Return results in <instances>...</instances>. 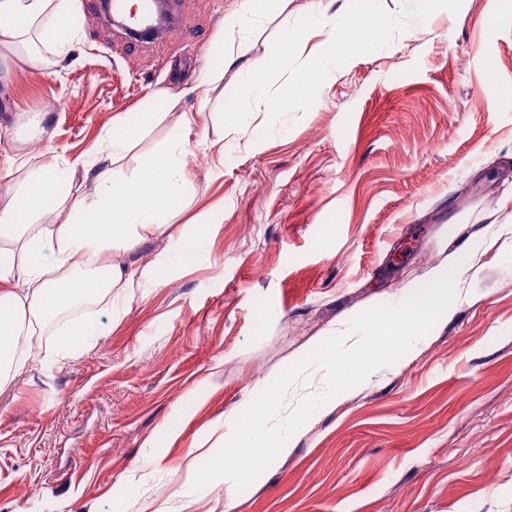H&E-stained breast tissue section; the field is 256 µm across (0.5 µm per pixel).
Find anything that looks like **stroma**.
<instances>
[{
    "label": "stroma",
    "instance_id": "35a3bbf8",
    "mask_svg": "<svg viewBox=\"0 0 512 512\" xmlns=\"http://www.w3.org/2000/svg\"><path fill=\"white\" fill-rule=\"evenodd\" d=\"M319 2L288 0L233 43L255 60L295 32L303 47L269 90L307 67L317 93L239 113L246 138L223 118L246 76L226 71L185 138L186 200L139 250L149 273L119 315L92 305L109 333L57 360L46 331L40 365L0 396V512H144L190 483L183 464L219 415L467 243L474 266L429 344L337 395L232 510L218 485L199 512H512V238L495 235L512 194V0H381L349 57L320 56L304 26ZM74 7L81 38L55 66L0 58V152L71 159L120 120L166 113L119 163L137 178L197 111V59L235 0H177L160 45L128 39L98 0ZM24 112L47 113L44 129ZM200 231L209 250L179 262Z\"/></svg>",
    "mask_w": 512,
    "mask_h": 512
}]
</instances>
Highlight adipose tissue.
Segmentation results:
<instances>
[{"label": "adipose tissue", "mask_w": 512, "mask_h": 512, "mask_svg": "<svg viewBox=\"0 0 512 512\" xmlns=\"http://www.w3.org/2000/svg\"><path fill=\"white\" fill-rule=\"evenodd\" d=\"M378 0H358L360 21L322 5L318 27L324 44L340 54L369 38ZM81 22L72 0H0V49L16 64L48 65L73 47ZM48 45L42 55L40 45ZM301 45L283 35L275 56L247 64L249 89L232 112H284L308 97L313 79L297 70L283 93L270 95L269 76L286 69ZM200 113L178 115L171 144L147 161L149 174L120 179L117 165L138 128L105 135L95 150L66 162L53 156L33 163L28 154L0 156V394L14 391L38 361L32 338L66 302L96 300L129 292L149 269L137 249L161 234L182 197L176 178L183 165L182 136L199 126ZM79 175L83 187L64 189L61 171ZM122 254L112 257L113 243Z\"/></svg>", "instance_id": "ef3b65f1"}]
</instances>
